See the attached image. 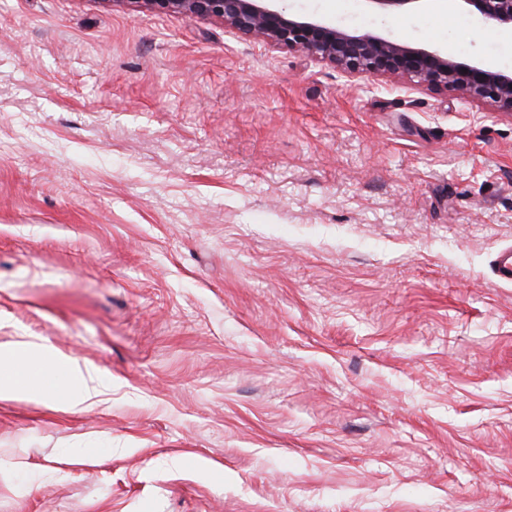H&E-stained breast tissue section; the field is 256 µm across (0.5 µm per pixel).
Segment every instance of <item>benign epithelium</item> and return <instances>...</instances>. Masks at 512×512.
<instances>
[{
	"instance_id": "obj_1",
	"label": "benign epithelium",
	"mask_w": 512,
	"mask_h": 512,
	"mask_svg": "<svg viewBox=\"0 0 512 512\" xmlns=\"http://www.w3.org/2000/svg\"><path fill=\"white\" fill-rule=\"evenodd\" d=\"M160 14H184L220 21L247 38L328 62L349 74L405 79L436 91H457L489 100L512 115V71L479 57L462 60L437 44H409L375 29L355 31L315 14L290 11L282 0H98ZM394 14L419 0H366ZM478 26L512 33V0H450Z\"/></svg>"
}]
</instances>
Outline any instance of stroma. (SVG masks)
I'll return each instance as SVG.
<instances>
[{
  "label": "stroma",
  "instance_id": "stroma-1",
  "mask_svg": "<svg viewBox=\"0 0 512 512\" xmlns=\"http://www.w3.org/2000/svg\"><path fill=\"white\" fill-rule=\"evenodd\" d=\"M512 69L459 10L284 0ZM512 115L100 0H0V512H512ZM50 351L45 349L21 363L18 367L0 368V402H9L22 397L36 395L45 401H60L68 410L82 413L95 405L112 384L104 382L100 376L85 363L76 358H68L63 362L54 360L57 365L55 375L58 383L48 388L41 381L24 378L26 369L40 367L48 363Z\"/></svg>",
  "mask_w": 512,
  "mask_h": 512
}]
</instances>
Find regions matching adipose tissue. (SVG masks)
Returning <instances> with one entry per match:
<instances>
[{"mask_svg": "<svg viewBox=\"0 0 512 512\" xmlns=\"http://www.w3.org/2000/svg\"><path fill=\"white\" fill-rule=\"evenodd\" d=\"M13 358L11 351L0 350V360L7 362L6 368H0V402L35 395L46 401L62 402L68 410L81 413L95 405L110 388L93 369L75 358L58 363V383L51 388L24 375L27 369L47 364L48 354L35 355L18 367L13 365Z\"/></svg>", "mask_w": 512, "mask_h": 512, "instance_id": "1", "label": "adipose tissue"}]
</instances>
